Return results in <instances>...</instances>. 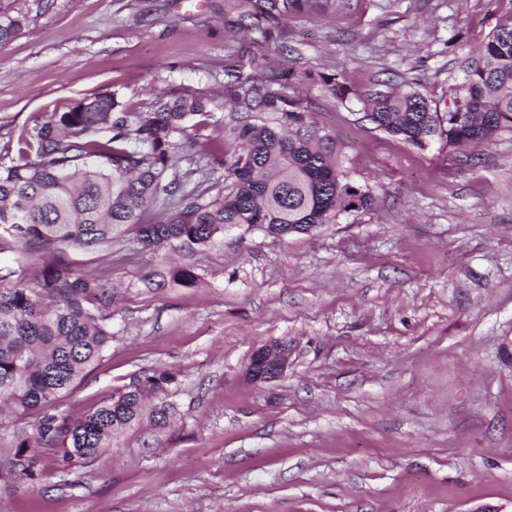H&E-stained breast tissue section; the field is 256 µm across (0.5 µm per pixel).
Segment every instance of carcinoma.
<instances>
[{
    "mask_svg": "<svg viewBox=\"0 0 512 512\" xmlns=\"http://www.w3.org/2000/svg\"><path fill=\"white\" fill-rule=\"evenodd\" d=\"M24 22L19 0H0V49ZM362 101L374 128L417 148L435 139L486 144L512 128V22L495 27L448 106L416 89ZM226 110L252 114L229 128L243 149L210 147L204 162L184 155L207 117ZM17 144L16 156L0 155V252L23 258L0 266V416L34 422L0 440V493L39 482L44 454L63 473L92 461L176 381L165 369L134 374L79 416L58 410L60 395L112 346V284L102 267L113 245L130 238L141 252H194L223 240L227 224L311 234L373 203L297 101L241 72L217 90L161 97L145 112L103 92L22 128Z\"/></svg>",
    "mask_w": 512,
    "mask_h": 512,
    "instance_id": "obj_1",
    "label": "carcinoma"
}]
</instances>
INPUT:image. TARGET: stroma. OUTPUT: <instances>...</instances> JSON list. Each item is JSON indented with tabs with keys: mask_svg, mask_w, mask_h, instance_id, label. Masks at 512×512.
<instances>
[{
	"mask_svg": "<svg viewBox=\"0 0 512 512\" xmlns=\"http://www.w3.org/2000/svg\"><path fill=\"white\" fill-rule=\"evenodd\" d=\"M0 50L8 130L106 91L160 93L239 71L276 80L336 140L371 210L310 235L257 228L196 252L112 256V347L58 403L79 415L174 373L164 428H126L69 473L43 461L0 512H512V129L478 152L373 129L362 96L448 104L464 60L512 0H23ZM348 87L334 98L324 79ZM192 266L193 286L172 270ZM287 340L286 375L252 384L251 352Z\"/></svg>",
	"mask_w": 512,
	"mask_h": 512,
	"instance_id": "1",
	"label": "stroma"
}]
</instances>
